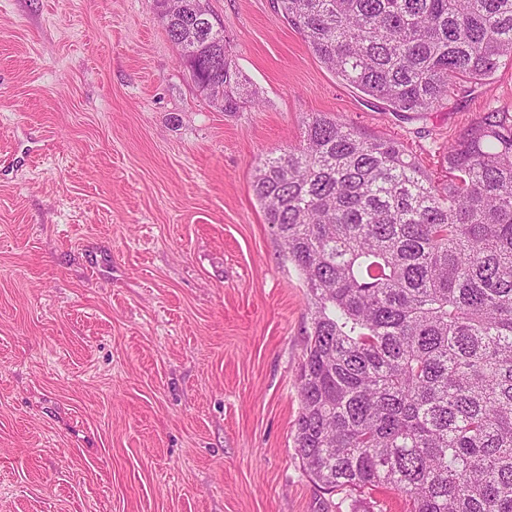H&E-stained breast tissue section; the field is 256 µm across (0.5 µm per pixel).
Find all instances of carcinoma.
Returning a JSON list of instances; mask_svg holds the SVG:
<instances>
[{
	"mask_svg": "<svg viewBox=\"0 0 512 512\" xmlns=\"http://www.w3.org/2000/svg\"><path fill=\"white\" fill-rule=\"evenodd\" d=\"M192 78L244 84L204 0H154ZM326 68L393 112H431L512 58V0H276ZM252 190L311 305L296 451L374 512H512V114L442 144L436 170L336 117L261 160Z\"/></svg>",
	"mask_w": 512,
	"mask_h": 512,
	"instance_id": "obj_1",
	"label": "carcinoma"
}]
</instances>
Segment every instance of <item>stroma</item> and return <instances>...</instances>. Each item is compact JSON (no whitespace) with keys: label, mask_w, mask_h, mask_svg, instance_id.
<instances>
[{"label":"stroma","mask_w":512,"mask_h":512,"mask_svg":"<svg viewBox=\"0 0 512 512\" xmlns=\"http://www.w3.org/2000/svg\"><path fill=\"white\" fill-rule=\"evenodd\" d=\"M275 0H207L250 92L201 97L153 0H0V512H349L295 450L304 279L252 191L311 116L426 169L512 60L389 110Z\"/></svg>","instance_id":"stroma-1"}]
</instances>
